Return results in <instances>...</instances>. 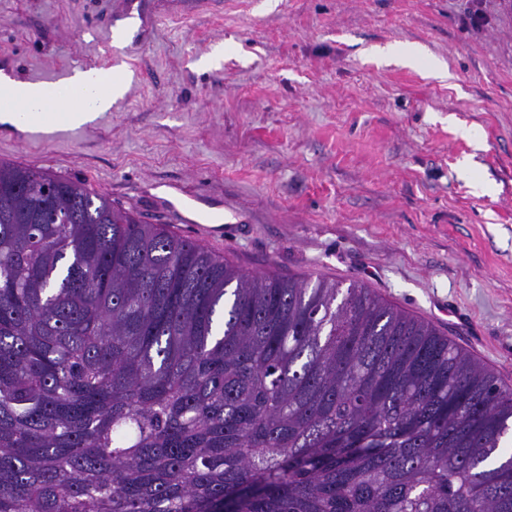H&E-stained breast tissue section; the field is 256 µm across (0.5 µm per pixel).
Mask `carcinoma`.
Here are the masks:
<instances>
[{"label":"carcinoma","mask_w":512,"mask_h":512,"mask_svg":"<svg viewBox=\"0 0 512 512\" xmlns=\"http://www.w3.org/2000/svg\"><path fill=\"white\" fill-rule=\"evenodd\" d=\"M511 430V385L367 288L0 162V512H512Z\"/></svg>","instance_id":"cac0c4a2"}]
</instances>
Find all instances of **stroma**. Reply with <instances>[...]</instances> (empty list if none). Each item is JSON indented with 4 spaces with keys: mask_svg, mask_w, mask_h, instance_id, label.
<instances>
[{
    "mask_svg": "<svg viewBox=\"0 0 512 512\" xmlns=\"http://www.w3.org/2000/svg\"><path fill=\"white\" fill-rule=\"evenodd\" d=\"M0 0V65L127 85L79 129L0 124V160L168 224L203 197L247 273L357 283L512 385V0Z\"/></svg>",
    "mask_w": 512,
    "mask_h": 512,
    "instance_id": "obj_1",
    "label": "stroma"
}]
</instances>
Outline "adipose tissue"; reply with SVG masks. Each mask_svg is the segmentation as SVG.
<instances>
[{
  "mask_svg": "<svg viewBox=\"0 0 512 512\" xmlns=\"http://www.w3.org/2000/svg\"><path fill=\"white\" fill-rule=\"evenodd\" d=\"M124 84L106 78L95 68L77 69L61 84L32 85L16 80H0V95L11 105L0 108V123L19 129L40 122L46 125L63 120L72 128L86 126L122 97Z\"/></svg>",
  "mask_w": 512,
  "mask_h": 512,
  "instance_id": "adipose-tissue-1",
  "label": "adipose tissue"
}]
</instances>
